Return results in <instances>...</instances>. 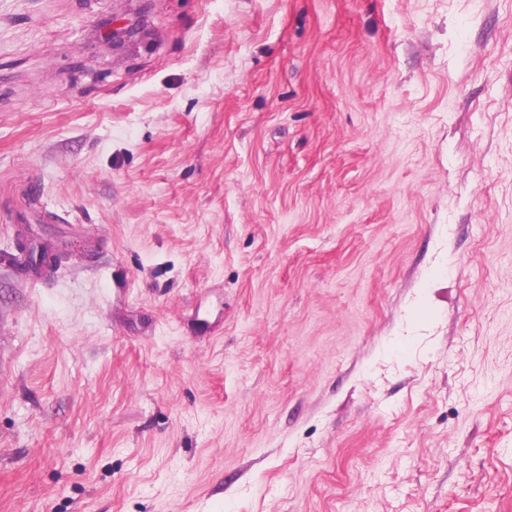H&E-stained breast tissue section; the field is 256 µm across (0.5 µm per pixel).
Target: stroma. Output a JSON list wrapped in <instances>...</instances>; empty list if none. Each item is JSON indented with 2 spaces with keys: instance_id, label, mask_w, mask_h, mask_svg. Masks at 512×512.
Listing matches in <instances>:
<instances>
[{
  "instance_id": "35a3bbf8",
  "label": "stroma",
  "mask_w": 512,
  "mask_h": 512,
  "mask_svg": "<svg viewBox=\"0 0 512 512\" xmlns=\"http://www.w3.org/2000/svg\"><path fill=\"white\" fill-rule=\"evenodd\" d=\"M21 237L0 512H512V0H0ZM97 39L111 50L112 48L147 49L152 44L150 33L139 20L129 19L118 22L112 15H105L99 19Z\"/></svg>"
}]
</instances>
